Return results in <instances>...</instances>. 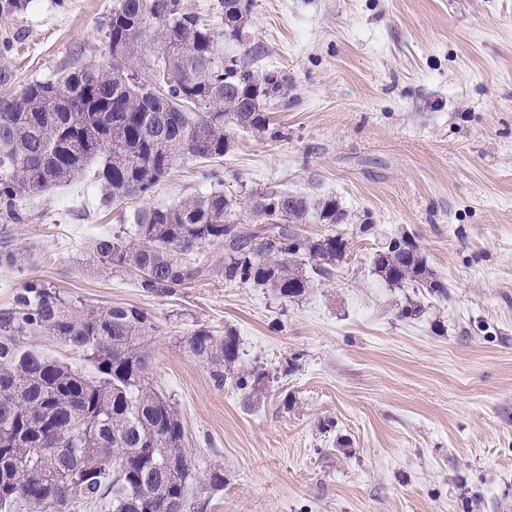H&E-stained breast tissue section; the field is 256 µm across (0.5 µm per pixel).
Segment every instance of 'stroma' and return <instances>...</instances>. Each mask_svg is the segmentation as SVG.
<instances>
[{"label": "stroma", "mask_w": 512, "mask_h": 512, "mask_svg": "<svg viewBox=\"0 0 512 512\" xmlns=\"http://www.w3.org/2000/svg\"><path fill=\"white\" fill-rule=\"evenodd\" d=\"M66 3L38 0L10 25L11 93L107 56L112 0ZM245 39L254 68L290 84L268 107L280 139L236 132L224 189L335 199L348 223L302 227L349 240L332 277L286 301L225 282L216 245L167 297L102 272L92 245L120 215L210 192L187 157L109 210L90 169L20 200L28 220L6 231L29 257L0 268V308L37 278L151 312L154 380L181 413L207 512H512V0H254ZM402 233L447 296L374 274L375 249ZM411 300L422 310L402 318ZM197 328L237 333L243 366L266 374L253 402L178 347Z\"/></svg>", "instance_id": "stroma-1"}]
</instances>
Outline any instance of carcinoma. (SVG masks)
<instances>
[{"instance_id": "carcinoma-1", "label": "carcinoma", "mask_w": 512, "mask_h": 512, "mask_svg": "<svg viewBox=\"0 0 512 512\" xmlns=\"http://www.w3.org/2000/svg\"><path fill=\"white\" fill-rule=\"evenodd\" d=\"M32 0H0V24ZM253 0H218L220 25L200 19L184 0H112L106 16L109 59L72 66L0 99V223L22 224L20 199L72 182L94 164L101 202L149 194L189 155L217 162L230 131L267 132V86L288 92V73L258 70L220 53L242 41ZM18 40L0 38V88L13 84ZM217 189L139 211L134 230L95 241L103 270L170 296L204 271L188 260L224 250V281L270 288L290 301L332 276L348 240L307 236L299 225L345 224L332 199L267 188L242 198ZM248 214L238 219L237 211ZM26 251L0 239V267H18ZM387 282L448 295L419 244L402 235L372 258ZM46 332L94 367L90 376L49 357L24 338ZM155 317L132 305H89L40 279L25 283L0 309V512H204L191 508L195 470L185 426L171 398L153 384ZM219 385L251 399L262 373L240 361L237 334L196 329L177 338Z\"/></svg>"}]
</instances>
